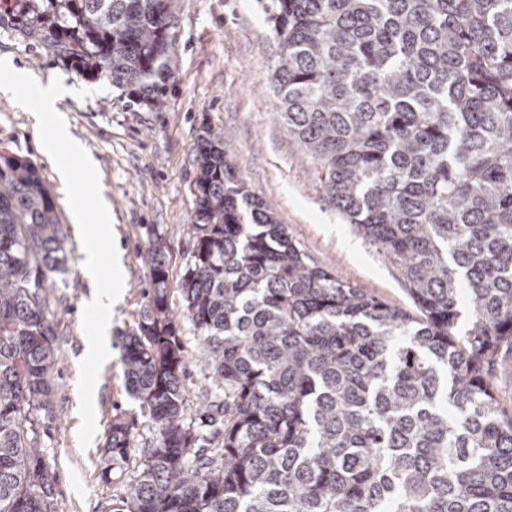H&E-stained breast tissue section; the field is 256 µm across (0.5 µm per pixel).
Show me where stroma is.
Listing matches in <instances>:
<instances>
[{"mask_svg":"<svg viewBox=\"0 0 512 512\" xmlns=\"http://www.w3.org/2000/svg\"><path fill=\"white\" fill-rule=\"evenodd\" d=\"M171 11L173 50L169 76L156 91L157 108L142 101L137 88L113 85L107 70L81 72L24 36L12 21L0 19V57L12 59L17 72L52 74L70 88L59 108L94 158L101 191L112 204L124 267L123 299L112 308V360L101 368L94 391L97 431L84 449L77 437V381L86 343L81 314L94 286L82 274L78 229L56 167L41 150L35 116L0 95V153L30 159L38 167L67 234V283L50 290L46 303L57 336L55 401L62 414L43 420L39 429L52 466L56 512H109L113 499L124 493L133 466L114 469L107 479L101 475L100 458L114 417L135 418L132 446L142 447L152 436L148 419L125 387L121 334L135 327L145 304L150 278L146 226H155L162 237L171 307L182 308L177 286L191 250L186 226L194 219V148L204 129L222 133L249 192L287 225L313 264L396 309L415 310L397 266L328 203L317 161L279 121L266 77L277 47L258 0H172ZM80 88L89 90L88 98L75 97Z\"/></svg>","mask_w":512,"mask_h":512,"instance_id":"obj_1","label":"stroma"}]
</instances>
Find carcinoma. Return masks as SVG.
<instances>
[{"label": "carcinoma", "mask_w": 512, "mask_h": 512, "mask_svg": "<svg viewBox=\"0 0 512 512\" xmlns=\"http://www.w3.org/2000/svg\"><path fill=\"white\" fill-rule=\"evenodd\" d=\"M258 2L278 117L419 315L309 263L205 129L181 317L146 228L152 288L121 362L155 437L111 512H512L495 395L512 376V0ZM16 17L119 86L154 90L172 48L170 0H24ZM65 241L37 166L0 153V512H54L39 418L58 413L45 302ZM184 320L209 380L194 397ZM135 426L112 420L103 479Z\"/></svg>", "instance_id": "cac0c4a2"}]
</instances>
